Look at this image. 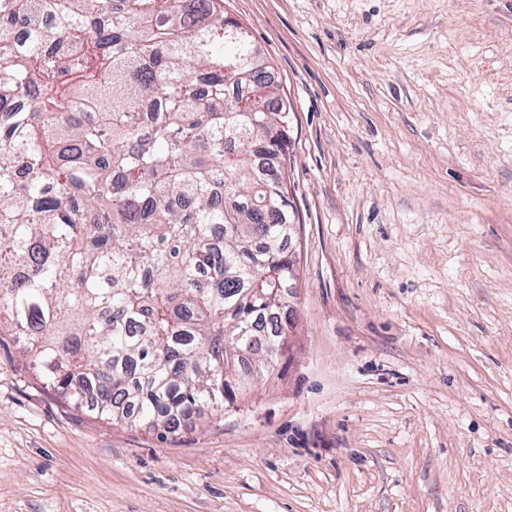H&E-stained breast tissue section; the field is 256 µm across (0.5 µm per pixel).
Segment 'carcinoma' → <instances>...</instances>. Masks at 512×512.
<instances>
[{
    "mask_svg": "<svg viewBox=\"0 0 512 512\" xmlns=\"http://www.w3.org/2000/svg\"><path fill=\"white\" fill-rule=\"evenodd\" d=\"M223 4L0 0V332L161 436L234 406L292 327L288 116Z\"/></svg>",
    "mask_w": 512,
    "mask_h": 512,
    "instance_id": "cac0c4a2",
    "label": "carcinoma"
}]
</instances>
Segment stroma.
I'll return each mask as SVG.
<instances>
[{
	"label": "stroma",
	"mask_w": 512,
	"mask_h": 512,
	"mask_svg": "<svg viewBox=\"0 0 512 512\" xmlns=\"http://www.w3.org/2000/svg\"><path fill=\"white\" fill-rule=\"evenodd\" d=\"M291 104L289 347L96 419L0 335V512H512V0H224Z\"/></svg>",
	"instance_id": "obj_1"
}]
</instances>
